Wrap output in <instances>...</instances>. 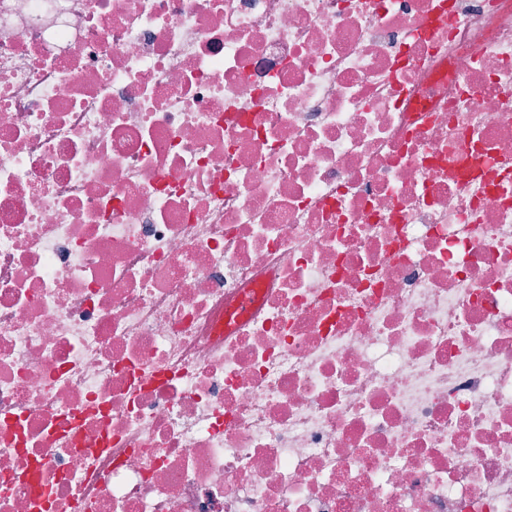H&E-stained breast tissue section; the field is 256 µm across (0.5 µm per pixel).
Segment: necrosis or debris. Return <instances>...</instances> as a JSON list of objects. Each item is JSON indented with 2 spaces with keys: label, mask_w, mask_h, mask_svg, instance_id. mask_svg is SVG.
<instances>
[{
  "label": "necrosis or debris",
  "mask_w": 512,
  "mask_h": 512,
  "mask_svg": "<svg viewBox=\"0 0 512 512\" xmlns=\"http://www.w3.org/2000/svg\"><path fill=\"white\" fill-rule=\"evenodd\" d=\"M0 512H512V0H0Z\"/></svg>",
  "instance_id": "1"
}]
</instances>
